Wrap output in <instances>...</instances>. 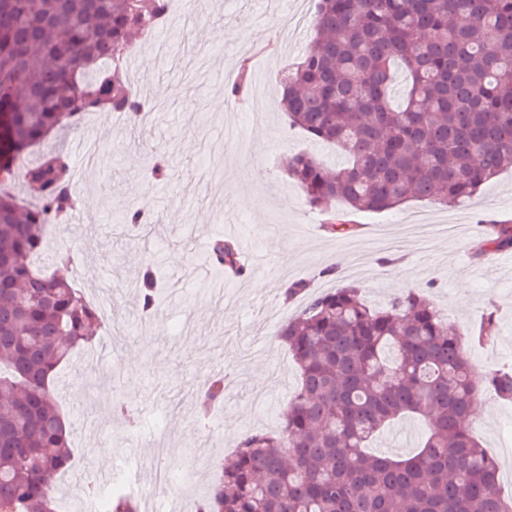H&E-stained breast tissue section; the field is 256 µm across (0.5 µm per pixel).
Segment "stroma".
Segmentation results:
<instances>
[{
  "instance_id": "stroma-1",
  "label": "stroma",
  "mask_w": 512,
  "mask_h": 512,
  "mask_svg": "<svg viewBox=\"0 0 512 512\" xmlns=\"http://www.w3.org/2000/svg\"><path fill=\"white\" fill-rule=\"evenodd\" d=\"M304 10L303 21L283 0H192L190 18L175 17L163 31L141 37L130 57L131 82L156 105L151 120L133 128L97 112L66 138V149L90 143L99 155L91 168L74 159L79 208L70 225L51 228L38 262L101 308L107 326L98 343L62 368L55 390L73 447L71 467L58 479L65 512H84L80 494L91 484L138 494L142 468L174 472L168 498L154 506L169 512L171 497L185 492L196 500L207 491L242 435L276 426L299 371L271 332L303 305L284 297L295 281H313L319 292L352 283L374 308L402 289L436 281L432 299L460 334L496 314V336L471 351L476 371L512 370V267L473 252L493 224L512 220V170L455 208L421 200L350 213L355 230L343 237L326 231L330 211L310 206L282 172L283 158L298 151L328 167L339 159L334 146L288 129L277 105L281 72L298 63L313 36V0ZM242 77L243 91L231 94ZM259 84L271 102L261 125L250 118ZM218 97L222 106H212ZM151 154L166 158L167 179L150 177ZM131 206L150 216L139 242L126 238L118 221ZM419 220L457 231L422 242L405 237L404 225ZM203 229L256 254L254 267L219 301L193 274ZM74 247L76 264L52 263L54 253ZM151 255L163 260V280L175 292L146 319L134 282ZM334 267L339 275H331ZM256 280L266 282L264 291L251 290ZM219 374L230 375L233 388L204 409L199 389ZM104 408L111 419L101 417ZM473 427L501 468L511 467L512 402L479 396ZM141 432L169 441L174 454L148 455L135 444ZM423 437L420 421L406 417L380 433L371 450L405 457ZM200 442L213 468L197 481L190 449Z\"/></svg>"
}]
</instances>
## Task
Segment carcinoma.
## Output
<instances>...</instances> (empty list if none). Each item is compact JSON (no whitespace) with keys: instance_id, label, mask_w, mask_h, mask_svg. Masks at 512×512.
<instances>
[{"instance_id":"obj_1","label":"carcinoma","mask_w":512,"mask_h":512,"mask_svg":"<svg viewBox=\"0 0 512 512\" xmlns=\"http://www.w3.org/2000/svg\"><path fill=\"white\" fill-rule=\"evenodd\" d=\"M168 0H0V512H58L52 477L72 459L54 398L59 370L104 326L100 310L64 278L35 265L47 231L76 209L69 155L54 148L18 161L55 132L107 107L136 123L146 112L124 79L133 41L164 29ZM314 38L280 78L289 127L335 145L328 170L296 152L282 162L310 205L336 201L383 212L409 200L455 207L512 168V0H317ZM405 89L395 99L398 73ZM33 185L29 203L11 191ZM121 223L141 236L140 209ZM512 248V222L495 225L475 255ZM211 253L237 266L236 243ZM159 261L146 262L142 311L160 305ZM275 332L300 371L279 424L239 441L234 462L197 512H512L498 465L472 432L477 395L512 402V372L479 375L469 348L497 332L487 313L469 338L422 290L387 307L353 284L314 293ZM222 376L204 385L224 400ZM427 426L405 458L366 452L394 421Z\"/></svg>"}]
</instances>
